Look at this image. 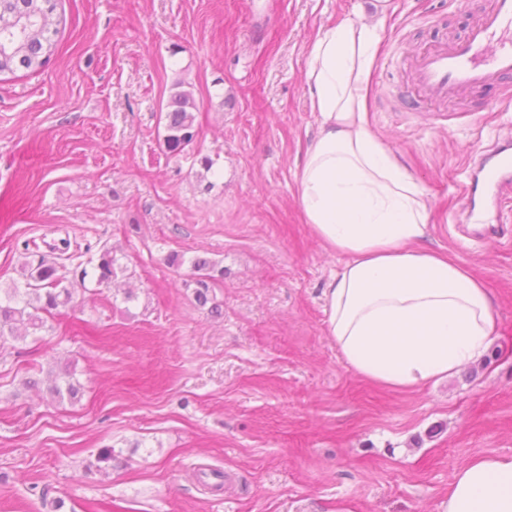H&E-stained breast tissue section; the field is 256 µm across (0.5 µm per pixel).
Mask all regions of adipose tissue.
I'll list each match as a JSON object with an SVG mask.
<instances>
[{"instance_id":"obj_1","label":"adipose tissue","mask_w":512,"mask_h":512,"mask_svg":"<svg viewBox=\"0 0 512 512\" xmlns=\"http://www.w3.org/2000/svg\"><path fill=\"white\" fill-rule=\"evenodd\" d=\"M382 27L349 18L316 36L307 77L320 120L296 178L305 224L345 258L324 292L330 336L356 375L407 388L479 359L497 319L480 278L422 249L425 190L367 122ZM439 512H512V455L458 469Z\"/></svg>"}]
</instances>
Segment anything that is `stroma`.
Returning a JSON list of instances; mask_svg holds the SVG:
<instances>
[{
  "instance_id": "35a3bbf8",
  "label": "stroma",
  "mask_w": 512,
  "mask_h": 512,
  "mask_svg": "<svg viewBox=\"0 0 512 512\" xmlns=\"http://www.w3.org/2000/svg\"><path fill=\"white\" fill-rule=\"evenodd\" d=\"M382 9L368 121L425 189L424 248L489 291L481 359L395 389L355 375L328 331L343 258L302 220L307 68L317 33L376 21L374 0H59L56 56L0 76V291L31 247L61 245L81 289L0 342V512H437L456 469L512 454V239L465 224L462 194L512 105L492 90L431 103L412 83L417 53L462 38L470 12ZM179 82L198 136L174 157L160 141ZM106 248L107 286L91 263ZM198 255L224 272L220 314L195 301ZM68 366L79 395L52 396L48 373Z\"/></svg>"
}]
</instances>
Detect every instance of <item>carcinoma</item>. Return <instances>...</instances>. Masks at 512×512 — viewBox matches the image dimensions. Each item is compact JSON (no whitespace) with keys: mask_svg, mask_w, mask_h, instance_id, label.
<instances>
[{"mask_svg":"<svg viewBox=\"0 0 512 512\" xmlns=\"http://www.w3.org/2000/svg\"><path fill=\"white\" fill-rule=\"evenodd\" d=\"M55 0H0V75L13 74L19 68L37 71L45 67L57 52L54 36L60 19L55 15ZM194 94L181 89L171 95L164 115L161 146L170 156L183 153L196 139ZM116 259L112 252L101 253L96 269L98 283H107L116 275ZM24 288L14 287L0 304V339H24L44 328L40 313H51L70 302L77 293L72 284H65L61 266L41 256L37 262L27 261ZM195 279V298L201 305L209 301L215 263L205 257L191 261ZM73 371L64 370L52 379L51 394L74 398L80 385L72 381Z\"/></svg>","mask_w":512,"mask_h":512,"instance_id":"1","label":"carcinoma"}]
</instances>
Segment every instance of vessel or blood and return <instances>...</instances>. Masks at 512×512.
Returning <instances> with one entry per match:
<instances>
[{"mask_svg": "<svg viewBox=\"0 0 512 512\" xmlns=\"http://www.w3.org/2000/svg\"><path fill=\"white\" fill-rule=\"evenodd\" d=\"M415 83L430 100L495 85L502 103L512 102V0H490L463 38L418 55ZM463 194L471 209L488 199L497 207L512 200V136L498 141L474 168Z\"/></svg>", "mask_w": 512, "mask_h": 512, "instance_id": "vessel-or-blood-1", "label": "vessel or blood"}]
</instances>
